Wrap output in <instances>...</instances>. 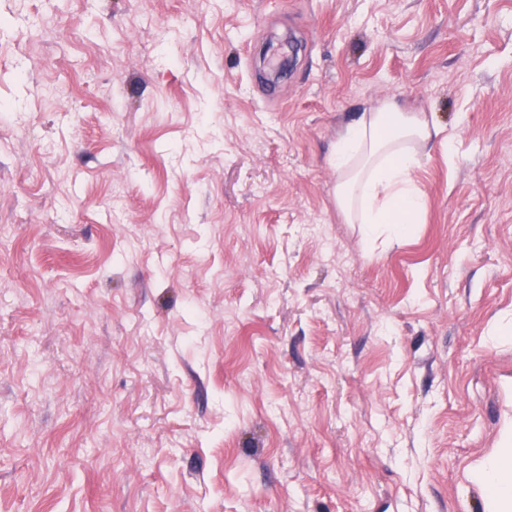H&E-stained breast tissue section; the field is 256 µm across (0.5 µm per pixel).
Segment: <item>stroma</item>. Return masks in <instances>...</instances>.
Masks as SVG:
<instances>
[{
	"label": "stroma",
	"instance_id": "1",
	"mask_svg": "<svg viewBox=\"0 0 512 512\" xmlns=\"http://www.w3.org/2000/svg\"><path fill=\"white\" fill-rule=\"evenodd\" d=\"M510 426L512 0H0V512H486ZM443 130L423 112L405 110L388 100L364 112L337 143L331 165L336 169V205L351 224H393L403 233L418 214L419 192L412 180L420 144ZM360 200L352 217V204Z\"/></svg>",
	"mask_w": 512,
	"mask_h": 512
}]
</instances>
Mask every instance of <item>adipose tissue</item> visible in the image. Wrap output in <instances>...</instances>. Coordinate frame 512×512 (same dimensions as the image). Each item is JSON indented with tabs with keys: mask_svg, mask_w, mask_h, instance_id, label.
Instances as JSON below:
<instances>
[{
	"mask_svg": "<svg viewBox=\"0 0 512 512\" xmlns=\"http://www.w3.org/2000/svg\"><path fill=\"white\" fill-rule=\"evenodd\" d=\"M421 112L386 101L364 113L338 142L336 205L358 224H390L405 232L418 213L412 173L418 148L440 135ZM474 478L488 492V512H512V448L481 464Z\"/></svg>",
	"mask_w": 512,
	"mask_h": 512,
	"instance_id": "adipose-tissue-1",
	"label": "adipose tissue"
}]
</instances>
